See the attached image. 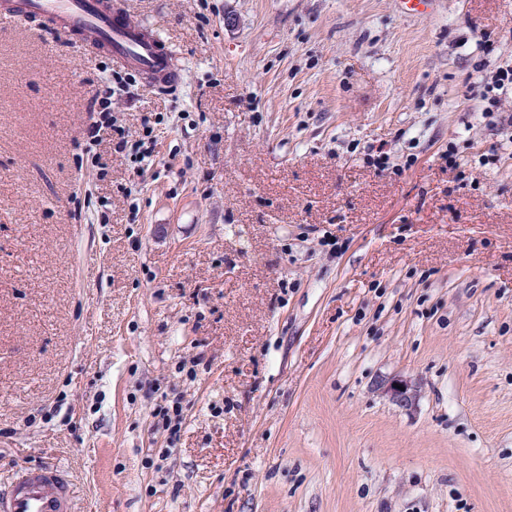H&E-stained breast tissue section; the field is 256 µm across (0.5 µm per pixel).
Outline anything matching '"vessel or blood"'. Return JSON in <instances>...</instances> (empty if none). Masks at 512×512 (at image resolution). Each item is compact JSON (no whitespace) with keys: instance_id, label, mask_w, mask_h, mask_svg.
<instances>
[{"instance_id":"obj_1","label":"vessel or blood","mask_w":512,"mask_h":512,"mask_svg":"<svg viewBox=\"0 0 512 512\" xmlns=\"http://www.w3.org/2000/svg\"><path fill=\"white\" fill-rule=\"evenodd\" d=\"M30 14L47 20L58 33L91 34L104 43L113 62L153 77L159 89H173L182 79L157 32L121 11H107L101 0H0V24ZM0 512H76L73 485L55 466L19 472L10 491L0 495Z\"/></svg>"}]
</instances>
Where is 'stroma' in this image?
<instances>
[{"label": "stroma", "instance_id": "1", "mask_svg": "<svg viewBox=\"0 0 512 512\" xmlns=\"http://www.w3.org/2000/svg\"><path fill=\"white\" fill-rule=\"evenodd\" d=\"M109 2L179 90L0 26V490L56 464L81 512H512V98L481 86L512 0ZM94 100L100 107V118L88 129V138L95 142L101 137V133L112 127V87L101 85L94 94ZM150 124L151 121L148 118H145L143 124V135L132 145V156H134L135 162L138 164V170H143L145 166L148 167L154 162L157 140L155 139V136H153L154 127ZM395 384H398V387H395ZM401 387H404V390H401ZM379 389L393 404L403 408H411L417 398V390L406 379L392 378L384 380L380 383Z\"/></svg>", "mask_w": 512, "mask_h": 512}]
</instances>
